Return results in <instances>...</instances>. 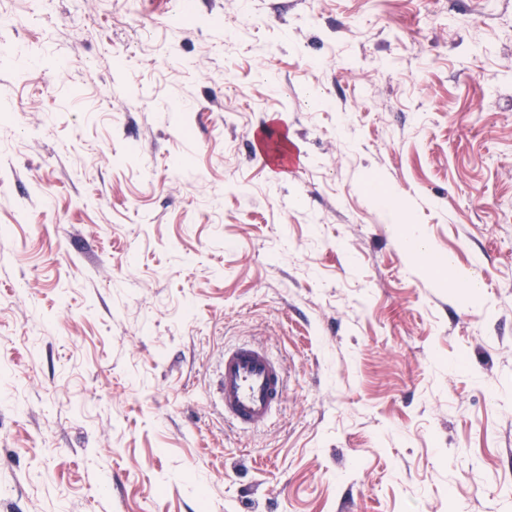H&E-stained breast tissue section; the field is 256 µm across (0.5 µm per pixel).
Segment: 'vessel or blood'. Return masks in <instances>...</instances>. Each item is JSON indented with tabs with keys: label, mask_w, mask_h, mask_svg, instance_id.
Returning a JSON list of instances; mask_svg holds the SVG:
<instances>
[{
	"label": "vessel or blood",
	"mask_w": 512,
	"mask_h": 512,
	"mask_svg": "<svg viewBox=\"0 0 512 512\" xmlns=\"http://www.w3.org/2000/svg\"><path fill=\"white\" fill-rule=\"evenodd\" d=\"M214 401L241 429L265 426L287 394V372L253 343L225 349L214 383Z\"/></svg>",
	"instance_id": "b4317fda"
}]
</instances>
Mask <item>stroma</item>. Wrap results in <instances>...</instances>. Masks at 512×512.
<instances>
[{"label":"stroma","instance_id":"obj_1","mask_svg":"<svg viewBox=\"0 0 512 512\" xmlns=\"http://www.w3.org/2000/svg\"><path fill=\"white\" fill-rule=\"evenodd\" d=\"M0 11V512H512V0ZM214 402L243 430L265 426L287 394V372L267 350L242 343L224 350L214 383Z\"/></svg>","mask_w":512,"mask_h":512}]
</instances>
